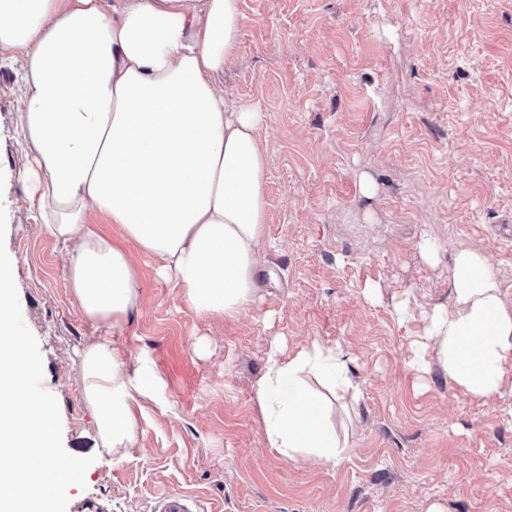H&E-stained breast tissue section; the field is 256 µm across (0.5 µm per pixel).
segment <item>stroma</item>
Listing matches in <instances>:
<instances>
[{
  "label": "stroma",
  "instance_id": "stroma-1",
  "mask_svg": "<svg viewBox=\"0 0 512 512\" xmlns=\"http://www.w3.org/2000/svg\"><path fill=\"white\" fill-rule=\"evenodd\" d=\"M241 12L221 84L264 116L269 210L256 300L234 319L198 316L133 247L139 312L118 328L83 315L70 252L25 204L23 63L0 54L5 246L63 444L94 459L67 512H157L169 492L194 512H512V382L477 399L437 362L414 365L424 313L452 304L455 249L489 259L512 309V0H241ZM103 339L129 374L156 377L116 454L80 377L83 347ZM314 340L351 354L360 388L329 403L353 445L330 463L269 448L256 400L269 353Z\"/></svg>",
  "mask_w": 512,
  "mask_h": 512
}]
</instances>
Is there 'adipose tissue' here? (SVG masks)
Returning <instances> with one entry per match:
<instances>
[{
    "label": "adipose tissue",
    "instance_id": "obj_1",
    "mask_svg": "<svg viewBox=\"0 0 512 512\" xmlns=\"http://www.w3.org/2000/svg\"><path fill=\"white\" fill-rule=\"evenodd\" d=\"M241 22L240 0H0V50L23 54L18 125L30 162L20 177L41 228L72 254L70 288L89 320L116 328L139 306L138 271L89 224L94 210L199 316L233 319L253 304L269 207L263 115L230 106L218 83ZM451 280L454 305L434 312L425 333L458 388L493 397L512 357V310L476 251H456ZM351 362L317 341L270 356L257 391L270 448L319 462L346 453L326 396L358 397ZM81 380L103 447H129L144 378L97 341L82 351Z\"/></svg>",
    "mask_w": 512,
    "mask_h": 512
}]
</instances>
